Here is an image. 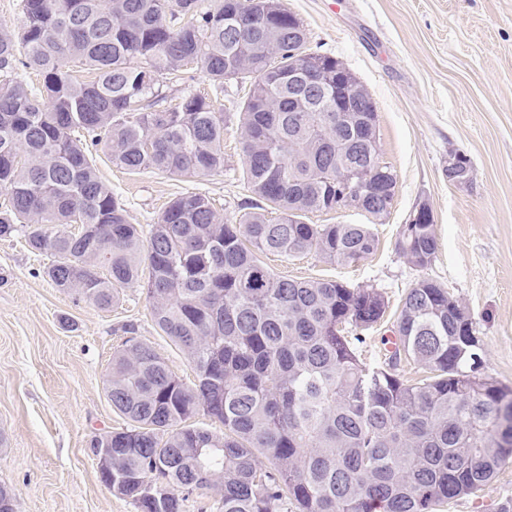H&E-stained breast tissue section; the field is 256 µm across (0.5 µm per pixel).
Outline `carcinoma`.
Wrapping results in <instances>:
<instances>
[{
  "label": "carcinoma",
  "mask_w": 512,
  "mask_h": 512,
  "mask_svg": "<svg viewBox=\"0 0 512 512\" xmlns=\"http://www.w3.org/2000/svg\"><path fill=\"white\" fill-rule=\"evenodd\" d=\"M309 52L281 0H21L19 29H0V237L24 228L32 250L53 256L51 282L101 309L143 284L153 321L196 373L183 382L133 336L112 354L106 389L128 425L87 448L112 449V494L136 512H183L187 495L217 483L209 512H437L512 458V388L480 373L446 289H408L395 350L371 367L358 345L385 315L381 293L278 277L259 259L314 252L346 265L377 248L367 224L303 220L336 208L343 167L336 100L304 112L289 98L288 66ZM185 70L249 83L243 180L255 201L232 224L207 196L182 194L145 235L89 145L132 172H222L215 101L187 92L167 104L163 76ZM358 117L347 115L350 140L368 134ZM393 200L366 202L380 220ZM397 247L430 264L434 225L403 227ZM409 360L429 374L405 380ZM198 415L224 432L189 423Z\"/></svg>",
  "instance_id": "carcinoma-1"
}]
</instances>
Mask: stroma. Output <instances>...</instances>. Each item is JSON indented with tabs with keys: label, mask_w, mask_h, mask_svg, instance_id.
<instances>
[{
	"label": "stroma",
	"mask_w": 512,
	"mask_h": 512,
	"mask_svg": "<svg viewBox=\"0 0 512 512\" xmlns=\"http://www.w3.org/2000/svg\"><path fill=\"white\" fill-rule=\"evenodd\" d=\"M299 17L312 49L341 60L364 84L377 111L381 156L394 171L396 195L376 222V251L348 265L315 253L267 256L278 276L338 280L379 291L388 308L366 331L362 357L382 363L406 291L431 279L471 313L483 348L484 375L512 387V0H282ZM241 83H224V171L186 180L131 173L103 146L93 163L127 211L149 229L175 196L213 198L225 219L243 212L238 105ZM465 155L468 185L448 182V160ZM434 218L437 252L418 267L397 250L400 231L420 202ZM23 233L0 237V484L16 512H136L112 495L86 451L92 434L126 420L106 392L112 353L134 333L184 382L195 379L187 355L162 336L142 288L121 290L100 309L56 288ZM512 501V460L484 491L443 512H498Z\"/></svg>",
	"instance_id": "1"
}]
</instances>
